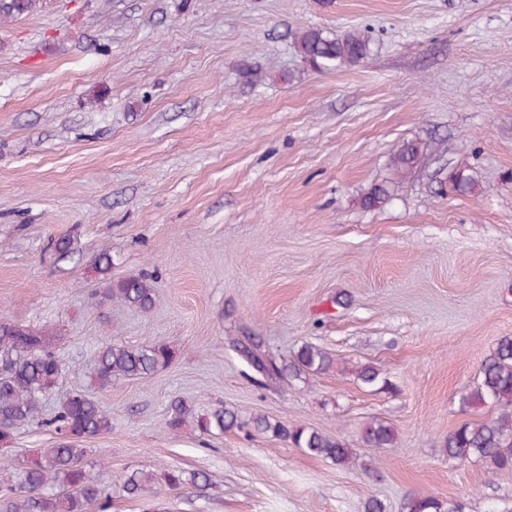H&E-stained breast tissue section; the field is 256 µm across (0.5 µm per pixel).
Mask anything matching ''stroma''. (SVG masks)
Returning <instances> with one entry per match:
<instances>
[{"instance_id":"1","label":"stroma","mask_w":512,"mask_h":512,"mask_svg":"<svg viewBox=\"0 0 512 512\" xmlns=\"http://www.w3.org/2000/svg\"><path fill=\"white\" fill-rule=\"evenodd\" d=\"M309 29L361 32L369 52L314 70L294 48ZM410 141L424 155L399 179L391 158ZM453 170L471 189L451 187ZM383 183L392 199L366 208ZM139 275L150 313L104 300ZM0 321L50 328L62 365L39 421L0 444V487L56 443L44 421L81 389L112 419L82 442L107 512L511 504L512 471L449 460L445 441L495 417L461 397L512 338V0H36L0 21ZM246 336L335 363L261 383L232 347ZM108 342L164 343L173 359L100 389ZM364 366L387 387H364ZM177 400L232 408L241 426L170 428ZM259 415L339 437L353 458L259 433ZM375 419L396 447L364 443ZM173 469L210 486L169 489ZM134 470L155 477L137 497ZM404 512H462L463 505L459 501H443L432 495H416L407 499L403 506Z\"/></svg>"}]
</instances>
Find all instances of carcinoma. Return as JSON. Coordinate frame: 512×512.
Instances as JSON below:
<instances>
[{"label": "carcinoma", "mask_w": 512, "mask_h": 512, "mask_svg": "<svg viewBox=\"0 0 512 512\" xmlns=\"http://www.w3.org/2000/svg\"><path fill=\"white\" fill-rule=\"evenodd\" d=\"M34 0H0V19H13L28 13ZM295 47L302 59L319 70H331L363 59L369 49L367 38L357 32L330 37L319 29L301 34ZM422 155L420 145L404 144L392 157L395 170L406 175ZM391 197L389 187L378 185L365 198L367 206L385 204ZM113 301L138 310L150 311L155 303V289L145 276L130 277L108 288ZM237 352L253 371L266 381L285 380L306 372L330 369L334 359L322 349L304 344L290 359H278L261 350L253 338L236 344ZM173 358L164 344L139 348L109 343L100 347L94 369V382L101 389L118 378H139L167 366ZM61 363L53 349V336L29 326L0 323V443L11 439L18 427L34 420L40 411V399L56 385ZM469 406L498 407L501 413L492 419L466 422L448 434V458L460 462H482L488 471H512V338L498 343L494 354L483 364L474 387L463 396ZM202 434L224 433L238 427L237 413L226 407L189 417V410L174 406L169 425L187 424ZM255 429L263 434L284 438L304 452L329 459L338 465L350 463L353 449L337 437L302 426H289L264 416L253 419ZM59 442L34 455L24 468V486L16 492H0V512H86L89 505L99 504L106 512L109 492L83 463L87 449L79 447L86 437L102 434L112 427L110 416L82 392H73L62 401L54 416L46 422ZM364 442L375 448H392L396 436L392 427L374 420L363 429ZM172 490H204L208 478L201 472L172 470L164 476ZM152 481V475L133 471L125 476L124 490L140 495ZM403 512H463L454 500L443 501L432 495L407 499Z\"/></svg>", "instance_id": "obj_1"}]
</instances>
